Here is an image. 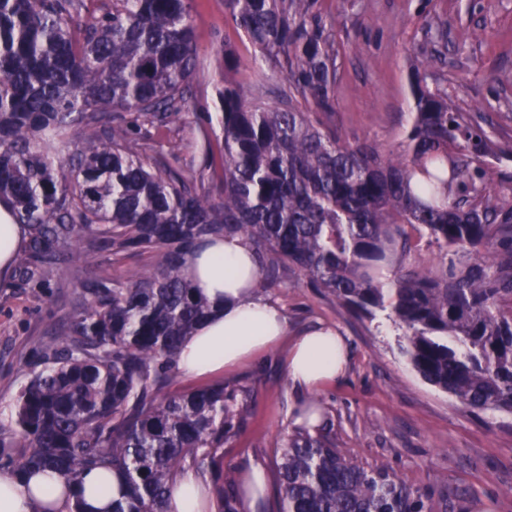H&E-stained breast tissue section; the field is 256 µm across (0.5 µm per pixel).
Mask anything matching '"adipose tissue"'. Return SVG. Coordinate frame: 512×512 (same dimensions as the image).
Listing matches in <instances>:
<instances>
[{"instance_id": "ef3b65f1", "label": "adipose tissue", "mask_w": 512, "mask_h": 512, "mask_svg": "<svg viewBox=\"0 0 512 512\" xmlns=\"http://www.w3.org/2000/svg\"><path fill=\"white\" fill-rule=\"evenodd\" d=\"M257 273L250 247L229 236L201 243L194 251L188 279L212 307L210 316L180 347V371L193 379H213L231 372L257 355L276 350L288 323L272 304L257 300L249 283ZM344 340L330 328L302 332L288 349L286 367L291 384L315 392L345 373ZM64 479L45 471L22 476L0 471V512H39L50 505L65 512ZM85 512H106L120 493L121 480L92 470L82 478ZM210 480L199 471L183 469L167 502V512H213Z\"/></svg>"}]
</instances>
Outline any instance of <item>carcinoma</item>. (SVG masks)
I'll use <instances>...</instances> for the list:
<instances>
[{
	"instance_id": "1",
	"label": "carcinoma",
	"mask_w": 512,
	"mask_h": 512,
	"mask_svg": "<svg viewBox=\"0 0 512 512\" xmlns=\"http://www.w3.org/2000/svg\"><path fill=\"white\" fill-rule=\"evenodd\" d=\"M318 0H224L260 57L285 63L288 106L224 81L222 198L134 136L178 115L197 65L189 0H112L74 29L76 0H0V199L30 229L24 274L69 252L149 253L122 283L91 282L47 349L50 365L19 390L5 467L49 469L74 488L84 471L123 480L106 512H167L186 462L213 475L216 512H243L224 447L244 421V389L224 384L158 396L182 342L211 313L185 274L195 246L238 236L258 267L254 288L296 269L351 312L387 311L427 382L470 410L512 413V191L493 189L497 144L425 69L400 147L343 139L336 50ZM132 119H126V115ZM77 146L70 160V135ZM93 239L82 245L85 233ZM441 259L409 257L422 238ZM281 512H428V497L385 467L348 457L323 429L296 427L277 448Z\"/></svg>"
}]
</instances>
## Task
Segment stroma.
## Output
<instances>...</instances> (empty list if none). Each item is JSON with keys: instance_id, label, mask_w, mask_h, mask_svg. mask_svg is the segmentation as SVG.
Here are the masks:
<instances>
[{"instance_id": "1", "label": "stroma", "mask_w": 512, "mask_h": 512, "mask_svg": "<svg viewBox=\"0 0 512 512\" xmlns=\"http://www.w3.org/2000/svg\"><path fill=\"white\" fill-rule=\"evenodd\" d=\"M317 8L336 50L335 122L344 139L398 145L411 119L410 66L421 61L462 111L492 115L497 140L512 145V0H318ZM189 15L198 63L187 101L167 127L145 124L140 136L150 155L192 179L198 194L217 199L224 182L218 99L228 75L224 53L232 51L237 68L230 75L249 95L254 49L226 21L224 0H190ZM476 28L487 38L463 39ZM440 30L445 40L436 39ZM207 151L214 162L205 169ZM150 263L139 253L99 257L88 267L65 254L39 275L15 271L0 283V427L10 428L21 386L45 367L48 337L73 317L82 280L123 282ZM259 297L282 310L289 335L335 327L349 365L314 394L292 388L281 349L225 375L224 384L250 392L245 423L224 450L225 467L240 473L260 464L275 474V450L292 429L293 413L314 401L336 447L426 490L430 512H512L511 414L470 411L425 382L403 355V332L392 320L350 312L300 283L298 271Z\"/></svg>"}]
</instances>
